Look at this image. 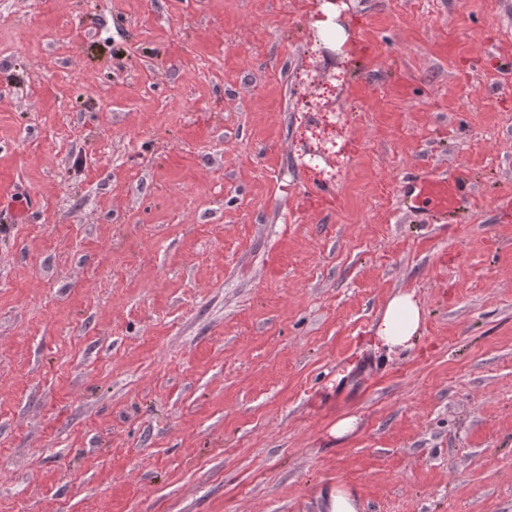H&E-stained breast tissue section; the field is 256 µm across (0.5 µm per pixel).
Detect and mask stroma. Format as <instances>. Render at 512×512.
<instances>
[{"mask_svg": "<svg viewBox=\"0 0 512 512\" xmlns=\"http://www.w3.org/2000/svg\"><path fill=\"white\" fill-rule=\"evenodd\" d=\"M500 2L346 0L321 52L318 0H0V512H512ZM427 171L472 183L442 224ZM422 322V311L410 294L394 296L387 304L376 328V340L383 346L409 348Z\"/></svg>", "mask_w": 512, "mask_h": 512, "instance_id": "obj_1", "label": "stroma"}]
</instances>
